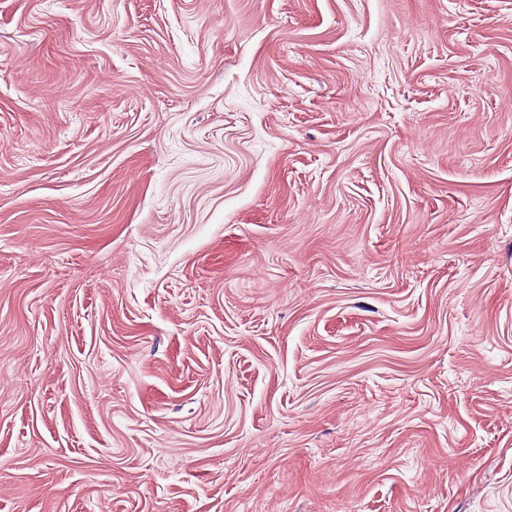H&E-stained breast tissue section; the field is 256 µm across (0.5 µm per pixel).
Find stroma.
<instances>
[{
    "instance_id": "obj_1",
    "label": "stroma",
    "mask_w": 512,
    "mask_h": 512,
    "mask_svg": "<svg viewBox=\"0 0 512 512\" xmlns=\"http://www.w3.org/2000/svg\"><path fill=\"white\" fill-rule=\"evenodd\" d=\"M0 512H512V0H0Z\"/></svg>"
}]
</instances>
